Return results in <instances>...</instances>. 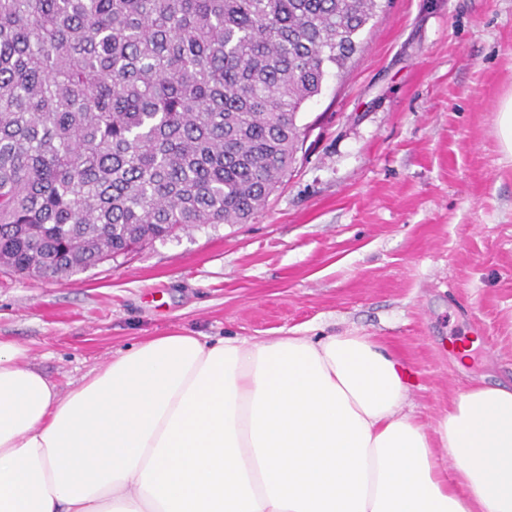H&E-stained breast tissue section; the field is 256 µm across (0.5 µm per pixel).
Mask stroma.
I'll return each mask as SVG.
<instances>
[{"label":"stroma","instance_id":"1","mask_svg":"<svg viewBox=\"0 0 512 512\" xmlns=\"http://www.w3.org/2000/svg\"><path fill=\"white\" fill-rule=\"evenodd\" d=\"M298 116L311 132L246 224H206L63 280L0 269V341L60 391L153 336L374 337L434 423L512 384V0H381ZM474 336L460 362L450 341ZM497 135L502 151L512 156V97L505 99L497 115Z\"/></svg>","mask_w":512,"mask_h":512}]
</instances>
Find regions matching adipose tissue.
Instances as JSON below:
<instances>
[{
  "label": "adipose tissue",
  "mask_w": 512,
  "mask_h": 512,
  "mask_svg": "<svg viewBox=\"0 0 512 512\" xmlns=\"http://www.w3.org/2000/svg\"><path fill=\"white\" fill-rule=\"evenodd\" d=\"M369 336H156L68 392L0 341V512H512V388L432 428Z\"/></svg>",
  "instance_id": "adipose-tissue-1"
}]
</instances>
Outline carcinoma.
Instances as JSON below:
<instances>
[{
	"instance_id": "carcinoma-1",
	"label": "carcinoma",
	"mask_w": 512,
	"mask_h": 512,
	"mask_svg": "<svg viewBox=\"0 0 512 512\" xmlns=\"http://www.w3.org/2000/svg\"><path fill=\"white\" fill-rule=\"evenodd\" d=\"M379 0H0V267L245 224Z\"/></svg>"
}]
</instances>
